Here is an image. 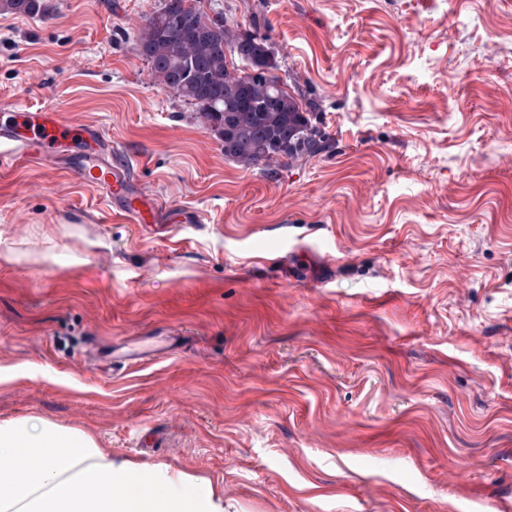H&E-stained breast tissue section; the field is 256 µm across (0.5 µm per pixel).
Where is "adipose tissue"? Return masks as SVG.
Instances as JSON below:
<instances>
[{"label": "adipose tissue", "instance_id": "adipose-tissue-1", "mask_svg": "<svg viewBox=\"0 0 512 512\" xmlns=\"http://www.w3.org/2000/svg\"><path fill=\"white\" fill-rule=\"evenodd\" d=\"M0 512H224L199 479L113 459L90 431L46 418L0 421Z\"/></svg>", "mask_w": 512, "mask_h": 512}]
</instances>
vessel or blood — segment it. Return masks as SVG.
I'll return each instance as SVG.
<instances>
[{
    "mask_svg": "<svg viewBox=\"0 0 512 512\" xmlns=\"http://www.w3.org/2000/svg\"><path fill=\"white\" fill-rule=\"evenodd\" d=\"M112 150L111 139L97 127L63 120L55 108H0V173L15 169L24 160L52 161L58 154H71L72 175L105 192L129 221L140 224L142 231H150L140 209L148 195H131L127 169L113 163Z\"/></svg>",
    "mask_w": 512,
    "mask_h": 512,
    "instance_id": "obj_1",
    "label": "vessel or blood"
}]
</instances>
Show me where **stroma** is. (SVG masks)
I'll return each instance as SVG.
<instances>
[{
    "mask_svg": "<svg viewBox=\"0 0 512 512\" xmlns=\"http://www.w3.org/2000/svg\"><path fill=\"white\" fill-rule=\"evenodd\" d=\"M160 2L0 14V105L101 128L176 217L143 233L61 163L0 176V242L54 253L0 266V420L224 512H512V0H202L332 139L260 169L139 55Z\"/></svg>",
    "mask_w": 512,
    "mask_h": 512,
    "instance_id": "35a3bbf8",
    "label": "stroma"
}]
</instances>
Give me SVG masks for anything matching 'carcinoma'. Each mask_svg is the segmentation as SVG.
I'll use <instances>...</instances> for the list:
<instances>
[{
  "label": "carcinoma",
  "mask_w": 512,
  "mask_h": 512,
  "mask_svg": "<svg viewBox=\"0 0 512 512\" xmlns=\"http://www.w3.org/2000/svg\"><path fill=\"white\" fill-rule=\"evenodd\" d=\"M183 23L168 18L166 6L148 16L137 38L139 54L163 88L193 102L210 128L224 137V155L254 166L279 156H315L329 148V136L313 125V103L300 105L274 76L230 75L228 49L253 69H278L266 39L233 34L224 18L209 16L201 0H181ZM43 16V0H0V12Z\"/></svg>",
  "instance_id": "1"
}]
</instances>
